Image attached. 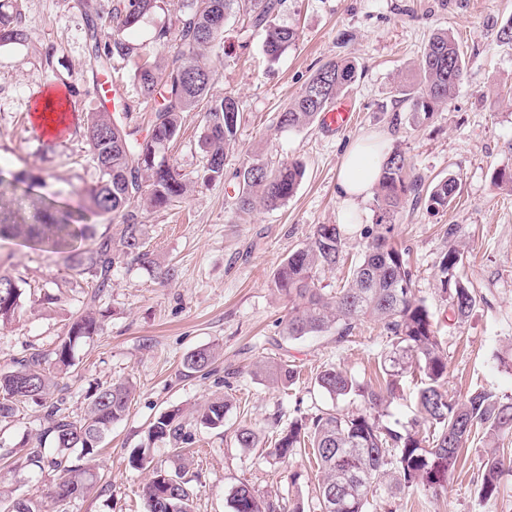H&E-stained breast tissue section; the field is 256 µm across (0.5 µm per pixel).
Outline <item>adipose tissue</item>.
I'll use <instances>...</instances> for the list:
<instances>
[{"instance_id": "adipose-tissue-1", "label": "adipose tissue", "mask_w": 512, "mask_h": 512, "mask_svg": "<svg viewBox=\"0 0 512 512\" xmlns=\"http://www.w3.org/2000/svg\"><path fill=\"white\" fill-rule=\"evenodd\" d=\"M381 171V153L360 142L345 154L337 183L338 196L347 212H357Z\"/></svg>"}]
</instances>
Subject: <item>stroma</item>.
I'll use <instances>...</instances> for the list:
<instances>
[{
  "instance_id": "obj_1",
  "label": "stroma",
  "mask_w": 512,
  "mask_h": 512,
  "mask_svg": "<svg viewBox=\"0 0 512 512\" xmlns=\"http://www.w3.org/2000/svg\"><path fill=\"white\" fill-rule=\"evenodd\" d=\"M33 27L27 42L0 48V179L21 178L17 189L0 196V219L33 223L32 207L20 206L24 193L58 207L84 210L96 174L88 147L73 124L58 140L41 136L28 118L31 98L55 85L71 92L75 115L95 111V69L84 47V15L77 0H17ZM512 16V0H286L278 23L299 29V40L276 63H268L261 31L243 15L229 17L224 44L206 59L215 71L213 96L231 92L239 100L238 143L229 154L223 180L204 181L202 112L186 113L180 138L168 152L188 190L168 207L143 212L145 247L160 265L178 275L164 282L137 264L117 268L97 304L104 316L100 336L75 349L76 376L63 379L50 399L65 397L80 414L87 391L100 383L132 378L136 391L123 421L105 439L96 458L95 487L71 500L67 512H146L145 469L133 468L132 452L149 448L154 463L173 468L177 457L162 443H149L148 426L174 408L191 411L206 400L231 395L219 429L194 427L197 452L187 477L194 512H230L228 494L249 483L264 498L314 501L318 476L299 459L285 465L267 448L289 420L312 419L331 408L316 383L336 365L362 383H376L380 363L391 349L382 326L372 321L338 338L324 333L289 339L282 327L292 307L273 287L274 274L291 252L303 247L316 225L338 224L344 231L347 266L358 262L376 221L375 202L366 199L350 215L336 196L342 157L357 139L378 133L385 150L398 149L417 172L429 178L450 174L460 192L446 211L425 203L407 204L393 237L405 248L414 273L413 291L434 315L448 356L451 396L485 388L512 397V190L496 186L492 174L512 168V44L499 42V27ZM459 42L467 69L456 95L429 120L413 122L396 105L398 77L412 69L438 30ZM347 58L358 65L346 97L355 108L350 127L325 131L321 123L300 130L280 128L278 116L321 65ZM271 164L294 158L305 176L288 202L273 210L235 209L236 169L254 151ZM464 255V270L478 290L468 318H448V304L436 276L446 249ZM0 273L24 281V294L11 324L0 327V372L29 352L52 351L67 334L80 308L73 274L63 254L20 239L0 238ZM219 346L222 357L207 377L186 375L184 357ZM272 357L296 366L299 377L276 388L253 373L256 361ZM42 407L29 403L0 424V489L15 497L43 499L54 472L33 474L24 463L43 428ZM253 423L260 449L238 448L234 431ZM483 434L470 437L464 460L439 494L405 490L390 495L379 488L374 512H512V477L498 498L479 494ZM300 471L291 482L289 470Z\"/></svg>"
}]
</instances>
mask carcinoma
I'll list each match as a JSON object with an SVG mask.
<instances>
[{"instance_id":"1","label":"carcinoma","mask_w":512,"mask_h":512,"mask_svg":"<svg viewBox=\"0 0 512 512\" xmlns=\"http://www.w3.org/2000/svg\"><path fill=\"white\" fill-rule=\"evenodd\" d=\"M285 0H188L174 20L158 27L153 35L157 53L142 54L127 39V32L145 16L162 9L164 0H112L105 12L98 0H81L85 16L90 59L105 71L114 61L134 62L135 90L144 103L152 102L147 127L134 124L129 105L108 111L89 112L83 119V137L89 146V163L97 175L89 200L91 213L118 225V238L96 235L89 224H75L63 213L39 224L0 222V238L12 237L46 242L67 249L68 268L79 278L75 287L90 289L88 301L74 316L67 337L46 353L35 350L16 362V368L0 375V421L13 418L21 404L44 402L43 434L53 439L59 456L47 457L44 449H28L26 462L35 473L47 469L58 478L46 493L56 512L88 493L96 473L84 462L95 457L99 446L120 422L134 391L132 380L118 378L102 383L86 395L83 413L66 412V401H46L58 379L72 373L75 348L103 332L96 316V302L112 280V272L132 260L148 270L156 263L145 250V224L141 211L166 207L186 193L187 185L167 158V151L180 136L184 114L204 108V179H224L230 147L237 141L239 106L226 94L209 97L214 68L203 59L204 51L221 44L224 27L214 21L243 12L250 25L262 32L268 62L274 63L294 46L299 32L276 22ZM32 27L17 11H0V47L22 44ZM466 61L448 31L436 33L425 46L414 72L395 86L398 103L414 121L430 119L455 95ZM351 60L320 66L307 80L291 105L280 113L279 126L296 130L312 124L342 92L356 81ZM305 166L288 160L272 167L255 155L235 171L239 191L235 208L249 213L259 207L276 209L293 196L305 176ZM459 179L450 174L435 184L414 173L406 155L392 150L382 165L375 192V228L361 261L349 270L336 292L318 283L317 272L340 263L344 238L340 225L318 224L310 241L292 252L278 267L274 284L293 303L284 332L293 339L331 330L341 338L359 323L371 320L390 334L392 351L381 368L382 385L360 384L346 370L333 366L317 376L319 388L333 402L359 398L365 409L344 412L334 406L311 421L295 419L278 433L269 455L286 462L305 449L319 470L317 512H369L370 498L381 486L395 494L405 489L438 493L462 460L465 443L476 430L484 431L487 451L481 464L480 496L499 495L505 477L512 476V459L497 448L500 438L512 434V398L506 400L487 389H475L463 398L448 394L445 387L448 362L433 314L413 293V273L406 253L391 236L392 226L409 201L425 200L429 210L448 208L459 191ZM463 253L450 248L439 258L437 273L445 300L458 321L465 320L477 301L474 286L462 275ZM21 280L0 275V327L12 320L19 307ZM219 353L215 348L191 352L184 367L208 375ZM416 367L421 373L416 406L420 418L401 431L382 422L380 409L400 395V378ZM255 373L274 385L294 383L297 369L280 361H262ZM229 396L215 397L196 408L187 418L178 409L159 415L148 427V440L172 446L184 459V445L192 444L191 427H224ZM238 447L259 445L253 426L242 424L234 431ZM75 459L60 458L63 453ZM185 465L171 469L151 467L144 487L147 512H193V499ZM232 512H307L296 499L283 508L278 501L259 497L248 483L230 493ZM3 512H45L43 502L0 499Z\"/></svg>"}]
</instances>
